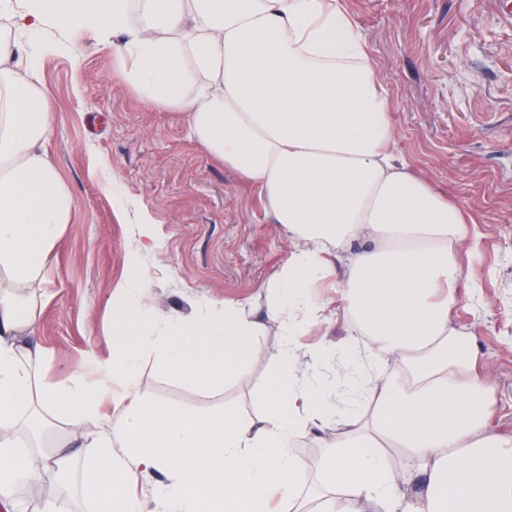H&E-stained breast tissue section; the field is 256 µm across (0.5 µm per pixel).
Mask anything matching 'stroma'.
I'll list each match as a JSON object with an SVG mask.
<instances>
[{
  "mask_svg": "<svg viewBox=\"0 0 512 512\" xmlns=\"http://www.w3.org/2000/svg\"><path fill=\"white\" fill-rule=\"evenodd\" d=\"M390 98L398 153L411 171L462 208L470 243L460 247L462 278L450 324L475 347L477 368L493 389L488 430L512 436V0H346ZM37 77L57 115L47 144L73 200V216L50 268L36 338L46 361L34 387L91 375L112 353L107 335L112 295L137 248V221L148 216L158 246L143 254L156 310L170 319L227 298L261 306L271 274L288 258L287 229L275 223L261 189L210 156L188 136L184 118L147 102L126 77L116 49L86 31L45 25ZM325 322L299 338L310 349L349 337L336 319V293L317 288ZM279 328L268 324L244 356L240 374L212 390L162 375L151 358L139 365L149 401L243 416L259 410L258 392L273 387L270 355ZM343 425L295 439L307 465L305 494L322 488L319 440ZM90 512L76 475L63 483L21 487L18 512H40L50 497Z\"/></svg>",
  "mask_w": 512,
  "mask_h": 512,
  "instance_id": "1",
  "label": "stroma"
}]
</instances>
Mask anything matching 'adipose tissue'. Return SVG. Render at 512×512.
Wrapping results in <instances>:
<instances>
[{"label":"adipose tissue","mask_w":512,"mask_h":512,"mask_svg":"<svg viewBox=\"0 0 512 512\" xmlns=\"http://www.w3.org/2000/svg\"><path fill=\"white\" fill-rule=\"evenodd\" d=\"M0 14L21 31L48 22L121 34L127 78L253 179L296 243L261 316L227 299L178 322L157 318L151 272L130 259L112 295V356L95 384L77 375L32 396L44 353L20 339L36 333L32 290L46 282L72 198L46 149L56 114L34 82L40 48L22 55L0 37V512H14L21 486L54 482L78 456L96 512H143L127 492L138 484L155 486L153 512H270L276 497L295 512H361L364 503L372 512H512V438L488 433L490 388L472 342L448 325L468 225L397 156L386 88L344 0H0ZM189 63L200 75L193 84ZM327 280L337 314L368 338L345 344L343 385L328 393L295 367L299 332L321 318L312 290ZM268 320L283 340L260 414L200 415L140 394L143 356L210 389L241 371L234 347ZM214 353L223 369L210 363ZM383 354L397 372L377 371ZM34 400L72 430L100 422L105 431L75 455L19 444L15 426ZM334 419L350 429L322 452L328 493L300 499L306 465L293 442ZM383 441L402 448L405 468L380 451ZM415 471L423 488L409 497L402 487Z\"/></svg>","instance_id":"adipose-tissue-1"}]
</instances>
